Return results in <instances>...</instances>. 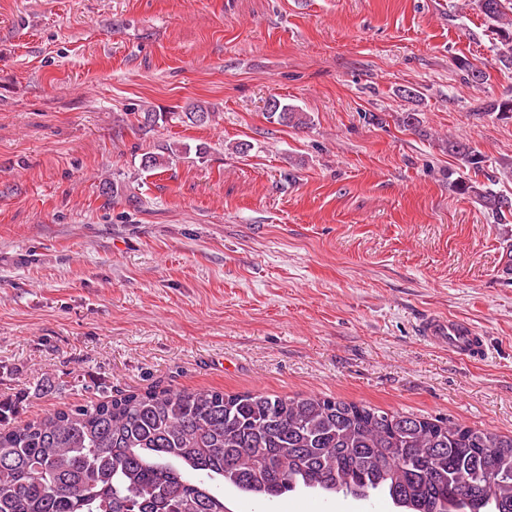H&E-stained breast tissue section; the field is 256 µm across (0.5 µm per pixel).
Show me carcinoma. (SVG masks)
<instances>
[{
    "mask_svg": "<svg viewBox=\"0 0 512 512\" xmlns=\"http://www.w3.org/2000/svg\"><path fill=\"white\" fill-rule=\"evenodd\" d=\"M512 68V0H476ZM484 117H512V98ZM213 113L180 115L204 125ZM266 118L306 127V112L276 97ZM473 172L454 181L497 224L512 196L493 189L512 166L487 170L468 140L446 142ZM179 149L147 154L155 169ZM18 399H0V512H232L224 486L268 501L296 490L389 499L397 512H512V435L448 418L384 411L318 395L153 388L102 395L18 424Z\"/></svg>",
    "mask_w": 512,
    "mask_h": 512,
    "instance_id": "obj_1",
    "label": "carcinoma"
}]
</instances>
